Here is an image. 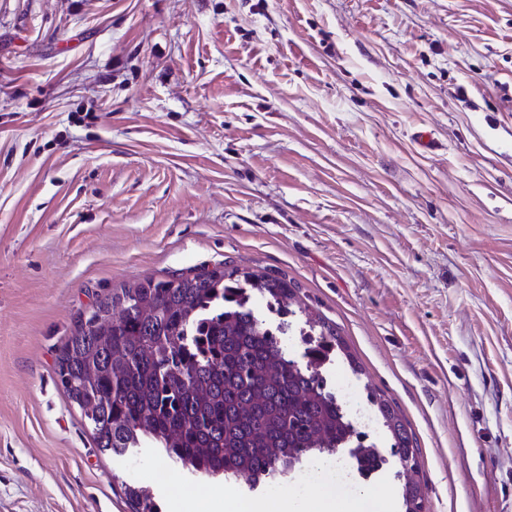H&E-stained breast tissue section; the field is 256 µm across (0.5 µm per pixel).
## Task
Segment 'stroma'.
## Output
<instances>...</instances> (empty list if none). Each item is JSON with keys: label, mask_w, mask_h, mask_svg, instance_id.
<instances>
[{"label": "stroma", "mask_w": 512, "mask_h": 512, "mask_svg": "<svg viewBox=\"0 0 512 512\" xmlns=\"http://www.w3.org/2000/svg\"><path fill=\"white\" fill-rule=\"evenodd\" d=\"M227 265L297 285L298 363L306 313L336 328L327 378L395 406L424 512H512V0H0V512H216L223 477L100 452L57 362L112 289ZM124 493L133 512H159V505L150 490L134 485H124Z\"/></svg>", "instance_id": "stroma-1"}]
</instances>
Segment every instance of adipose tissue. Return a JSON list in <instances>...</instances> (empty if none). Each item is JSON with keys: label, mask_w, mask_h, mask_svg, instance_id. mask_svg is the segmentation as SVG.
I'll return each mask as SVG.
<instances>
[{"label": "adipose tissue", "mask_w": 512, "mask_h": 512, "mask_svg": "<svg viewBox=\"0 0 512 512\" xmlns=\"http://www.w3.org/2000/svg\"><path fill=\"white\" fill-rule=\"evenodd\" d=\"M220 512H390L382 496L370 492H353L348 500L336 498V485L323 467H315L313 480L305 493L292 491L276 499L243 498L232 490L219 497Z\"/></svg>", "instance_id": "1"}]
</instances>
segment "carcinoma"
<instances>
[{"instance_id":"cac0c4a2","label":"carcinoma","mask_w":512,"mask_h":512,"mask_svg":"<svg viewBox=\"0 0 512 512\" xmlns=\"http://www.w3.org/2000/svg\"><path fill=\"white\" fill-rule=\"evenodd\" d=\"M296 285L237 267L145 279L112 289L79 316L58 360L61 383L84 414L96 447L121 455L146 441L182 467L258 485L343 448L362 466L379 449L353 427L315 369L339 341L307 315L321 340L299 366L252 307L257 296L289 309ZM400 458L418 469L419 449L402 418L372 399ZM133 512H159L150 490L124 485ZM404 512H423L416 482L402 485Z\"/></svg>"}]
</instances>
